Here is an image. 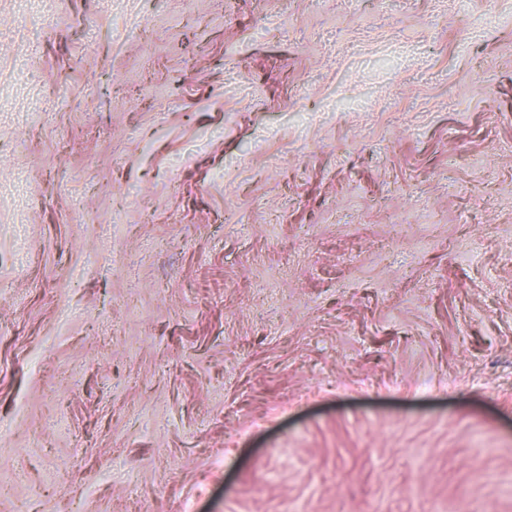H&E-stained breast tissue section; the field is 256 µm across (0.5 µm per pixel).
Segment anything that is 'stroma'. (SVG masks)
<instances>
[{
	"mask_svg": "<svg viewBox=\"0 0 512 512\" xmlns=\"http://www.w3.org/2000/svg\"><path fill=\"white\" fill-rule=\"evenodd\" d=\"M0 512H512V0H0Z\"/></svg>",
	"mask_w": 512,
	"mask_h": 512,
	"instance_id": "1",
	"label": "stroma"
}]
</instances>
